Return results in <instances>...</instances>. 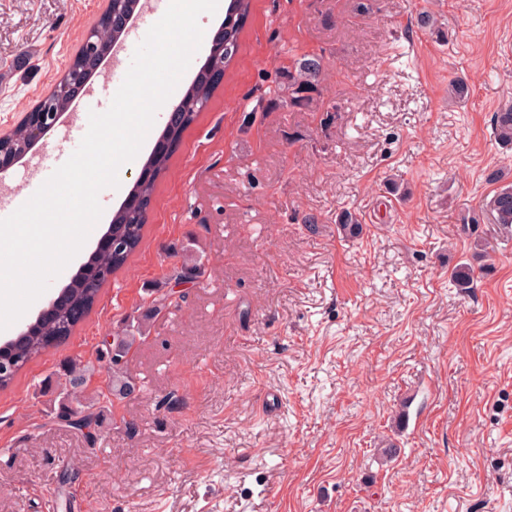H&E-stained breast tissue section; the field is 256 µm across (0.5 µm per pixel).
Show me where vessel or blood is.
<instances>
[{"label": "vessel or blood", "mask_w": 512, "mask_h": 512, "mask_svg": "<svg viewBox=\"0 0 512 512\" xmlns=\"http://www.w3.org/2000/svg\"><path fill=\"white\" fill-rule=\"evenodd\" d=\"M145 35L146 31L142 28L133 29L128 33L121 48L122 57L118 62L113 63L109 81L93 87L86 100L76 105L77 113L85 114L91 111L107 110L112 101L113 83L123 81L135 48L144 39ZM80 128L79 121H72L64 137L52 141L41 152L35 154L33 167L25 169L15 177L6 201L0 203V219L10 216L30 199L42 184L40 175L43 171H55L78 148L80 141L75 138L74 133Z\"/></svg>", "instance_id": "vessel-or-blood-1"}]
</instances>
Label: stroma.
Returning <instances> with one entry per match:
<instances>
[{
  "instance_id": "obj_1",
  "label": "stroma",
  "mask_w": 512,
  "mask_h": 512,
  "mask_svg": "<svg viewBox=\"0 0 512 512\" xmlns=\"http://www.w3.org/2000/svg\"><path fill=\"white\" fill-rule=\"evenodd\" d=\"M106 5L0 0V130ZM310 58L301 106L290 77ZM510 105L512 0H251L139 247L0 389V512H512V225L490 210L512 184L493 125ZM163 130L120 169L94 238ZM459 263L470 291L448 281ZM135 324L137 390L89 440L61 417L64 368L107 390L106 345Z\"/></svg>"
}]
</instances>
